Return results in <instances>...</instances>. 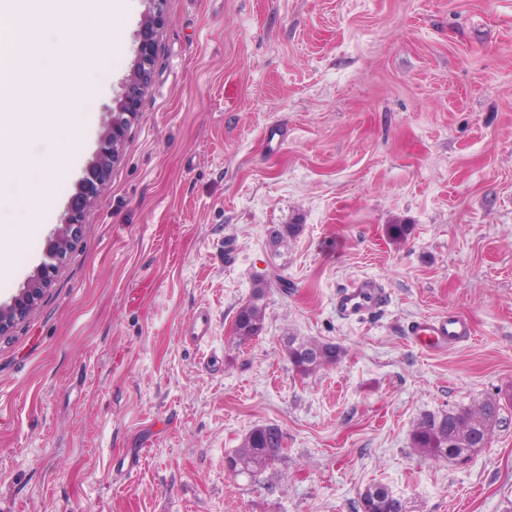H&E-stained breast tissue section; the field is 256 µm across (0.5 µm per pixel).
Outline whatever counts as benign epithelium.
<instances>
[{
  "instance_id": "7a95c632",
  "label": "benign epithelium",
  "mask_w": 512,
  "mask_h": 512,
  "mask_svg": "<svg viewBox=\"0 0 512 512\" xmlns=\"http://www.w3.org/2000/svg\"><path fill=\"white\" fill-rule=\"evenodd\" d=\"M147 2L149 7L141 23L143 38L136 49L134 66L123 79V93L110 112V120L101 137L100 149L77 184L75 194L68 201L61 223L48 236L45 260L37 274L28 280L26 287L10 303L0 305V335L24 320L49 288L57 266L64 260L79 234L83 217L94 199L98 185L104 180L111 164L119 157L122 131L149 86L153 40L162 21L166 0Z\"/></svg>"
}]
</instances>
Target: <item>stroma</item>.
I'll list each match as a JSON object with an SVG mask.
<instances>
[{"label":"stroma","mask_w":512,"mask_h":512,"mask_svg":"<svg viewBox=\"0 0 512 512\" xmlns=\"http://www.w3.org/2000/svg\"><path fill=\"white\" fill-rule=\"evenodd\" d=\"M126 4L57 223L134 63L148 4ZM153 56L79 238L0 336V512H361L372 484L407 512H512V406L468 459L410 446L422 415L512 392V0H166ZM277 224L302 231L275 252ZM364 277L387 307L340 318ZM453 314L472 340L409 342ZM286 336L345 355L304 377ZM263 424L283 457L229 475ZM267 283L265 279H261L254 284L250 299L239 308L234 317L232 331L240 343L258 338L263 331Z\"/></svg>","instance_id":"1"}]
</instances>
